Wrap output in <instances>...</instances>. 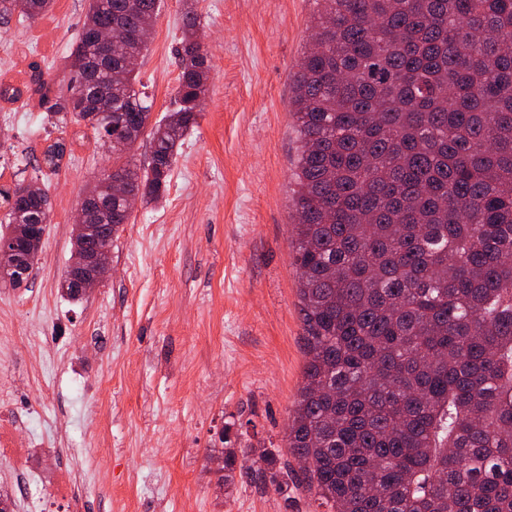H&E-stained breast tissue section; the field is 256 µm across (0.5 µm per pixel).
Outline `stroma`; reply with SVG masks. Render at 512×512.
I'll return each mask as SVG.
<instances>
[{
	"label": "stroma",
	"mask_w": 512,
	"mask_h": 512,
	"mask_svg": "<svg viewBox=\"0 0 512 512\" xmlns=\"http://www.w3.org/2000/svg\"><path fill=\"white\" fill-rule=\"evenodd\" d=\"M209 91L158 203L138 201L111 271L73 300L58 282L87 186L112 159L87 125L47 123L35 71L67 94L86 0H54L34 22L0 24V186L39 181L49 224L27 286L0 285V459L12 512H325L280 494L239 459L231 484L207 458L225 433L288 455V418L308 360L292 240L299 141L293 78L314 0H197ZM182 0H163L141 79L153 119L172 107ZM68 152L55 172L44 153Z\"/></svg>",
	"instance_id": "35a3bbf8"
}]
</instances>
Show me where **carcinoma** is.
Segmentation results:
<instances>
[{"mask_svg":"<svg viewBox=\"0 0 512 512\" xmlns=\"http://www.w3.org/2000/svg\"><path fill=\"white\" fill-rule=\"evenodd\" d=\"M56 124L93 126L127 193L158 201L208 93L196 0H183L176 106L149 124L137 60L160 0H87ZM294 76V258L308 361L288 424L296 487L327 512H512V0H315ZM53 0H0V22ZM115 37L112 57L96 49ZM150 131L147 166L130 151ZM91 186L111 235L125 199ZM13 224L49 198L4 195ZM260 468L288 466L264 449Z\"/></svg>","mask_w":512,"mask_h":512,"instance_id":"1","label":"carcinoma"}]
</instances>
